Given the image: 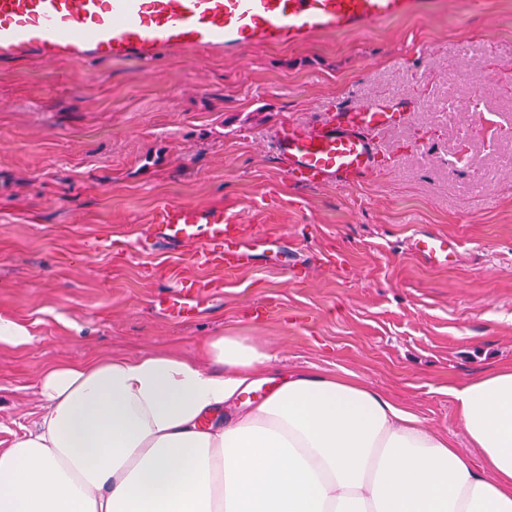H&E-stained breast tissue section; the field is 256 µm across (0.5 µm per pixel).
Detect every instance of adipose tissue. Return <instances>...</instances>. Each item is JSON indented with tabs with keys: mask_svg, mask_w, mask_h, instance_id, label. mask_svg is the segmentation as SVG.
I'll return each instance as SVG.
<instances>
[{
	"mask_svg": "<svg viewBox=\"0 0 512 512\" xmlns=\"http://www.w3.org/2000/svg\"><path fill=\"white\" fill-rule=\"evenodd\" d=\"M274 360L215 336L50 365L36 428L0 448V512H512V366L453 389L464 452L350 372L246 401Z\"/></svg>",
	"mask_w": 512,
	"mask_h": 512,
	"instance_id": "1",
	"label": "adipose tissue"
}]
</instances>
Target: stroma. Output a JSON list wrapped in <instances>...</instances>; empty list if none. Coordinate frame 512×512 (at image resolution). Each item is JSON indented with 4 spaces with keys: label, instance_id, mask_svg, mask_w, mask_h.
Returning a JSON list of instances; mask_svg holds the SVG:
<instances>
[{
    "label": "stroma",
    "instance_id": "35a3bbf8",
    "mask_svg": "<svg viewBox=\"0 0 512 512\" xmlns=\"http://www.w3.org/2000/svg\"><path fill=\"white\" fill-rule=\"evenodd\" d=\"M411 111L378 134L373 174L307 187L267 136L342 103ZM486 125H478L475 112ZM166 202L221 204L265 238L217 275L152 240ZM457 248L443 267L414 235ZM220 278L178 319L162 300ZM0 448L33 428L50 364L254 337L272 372H350L465 448L451 387L512 365V0H442L367 33L234 59L0 66Z\"/></svg>",
    "mask_w": 512,
    "mask_h": 512
}]
</instances>
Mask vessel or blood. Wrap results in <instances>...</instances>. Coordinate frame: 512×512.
<instances>
[{"label": "vessel or blood", "instance_id": "vessel-or-blood-1", "mask_svg": "<svg viewBox=\"0 0 512 512\" xmlns=\"http://www.w3.org/2000/svg\"><path fill=\"white\" fill-rule=\"evenodd\" d=\"M424 7V0H0V62H152L183 49L231 56L252 45L298 46L321 34L363 33ZM403 110L373 96L336 108L319 123L289 122L274 131L269 147L281 171L302 184L344 183L374 171L376 135ZM150 233L194 248L198 260L218 271H238L252 258L242 225L220 205L163 204ZM414 248L438 262L447 259L452 244L427 234Z\"/></svg>", "mask_w": 512, "mask_h": 512}]
</instances>
